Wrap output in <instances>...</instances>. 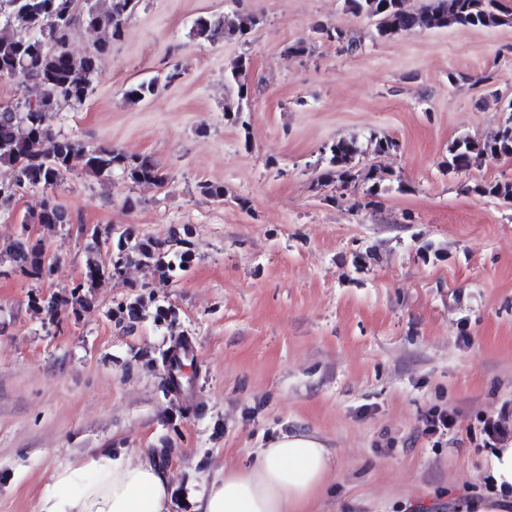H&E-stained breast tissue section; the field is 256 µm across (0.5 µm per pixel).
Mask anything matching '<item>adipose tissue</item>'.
I'll list each match as a JSON object with an SVG mask.
<instances>
[{
    "label": "adipose tissue",
    "mask_w": 512,
    "mask_h": 512,
    "mask_svg": "<svg viewBox=\"0 0 512 512\" xmlns=\"http://www.w3.org/2000/svg\"><path fill=\"white\" fill-rule=\"evenodd\" d=\"M331 472L322 438L285 433L258 449L250 467L224 472L196 512H309ZM485 481L491 492L477 512H512V443L490 452ZM171 500V476L151 456L104 452L57 469L37 512H169Z\"/></svg>",
    "instance_id": "ef3b65f1"
}]
</instances>
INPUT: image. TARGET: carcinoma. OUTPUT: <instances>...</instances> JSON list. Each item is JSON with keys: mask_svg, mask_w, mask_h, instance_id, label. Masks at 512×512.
I'll return each mask as SVG.
<instances>
[{"mask_svg": "<svg viewBox=\"0 0 512 512\" xmlns=\"http://www.w3.org/2000/svg\"><path fill=\"white\" fill-rule=\"evenodd\" d=\"M84 0H13L0 16V77L16 80L17 102L0 105V167L10 176L0 179V213L11 214L19 191L48 188L60 183L76 168L96 177L109 178L116 171L135 184L161 186L167 174L147 157H129L110 147H90L80 139L57 134L47 126L46 116L63 106H80L93 90L100 61L112 42L125 32L128 16L138 0H95L82 7ZM351 10L377 19V32L390 37L417 28H443L453 24L490 27L508 21L499 0H429L425 10L413 13L404 0H347ZM98 35L95 51L76 55L68 50L76 24ZM260 23L255 16L229 20L223 15L197 19L195 38L216 42L242 37ZM249 62L240 58L227 76L237 87L238 97L248 93L246 75ZM158 79L130 85L126 99L139 102L158 92ZM359 153L353 140H338L325 147L328 168L322 177L346 185L355 180L352 161ZM512 157V123L490 139L477 143L459 138L448 147V168L467 169L473 154ZM474 192L512 201V183L491 182L475 187ZM61 206L53 197L41 201L39 211L21 221L22 227L42 224L48 228L62 224ZM82 233L94 244L96 257L87 260L82 279L75 285L70 303L81 308L92 303V296L80 293L105 277H120L131 264H151L160 277L169 279L185 272L192 262L191 243L173 232L169 240L142 239L131 245V231L115 234L111 228L81 225ZM7 265L36 280L52 275L54 259L39 240L26 233L0 245V266ZM145 309L143 298L126 300L107 310V317L135 322Z\"/></svg>", "mask_w": 512, "mask_h": 512, "instance_id": "1", "label": "carcinoma"}]
</instances>
